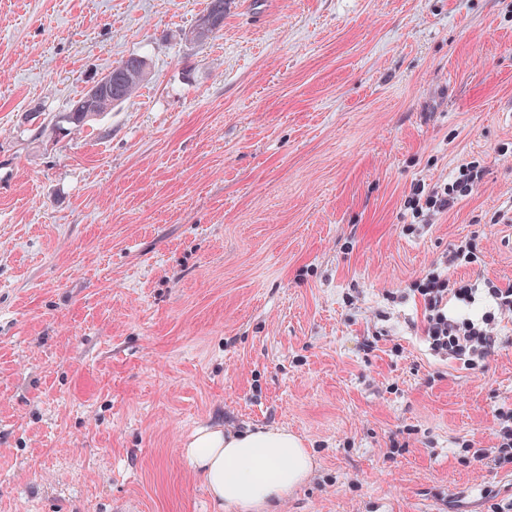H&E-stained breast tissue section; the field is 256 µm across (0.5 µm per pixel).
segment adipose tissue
I'll use <instances>...</instances> for the list:
<instances>
[{
	"label": "adipose tissue",
	"mask_w": 512,
	"mask_h": 512,
	"mask_svg": "<svg viewBox=\"0 0 512 512\" xmlns=\"http://www.w3.org/2000/svg\"><path fill=\"white\" fill-rule=\"evenodd\" d=\"M184 454L216 503L232 512H268L306 479L314 465L309 449L283 428L246 433L199 428Z\"/></svg>",
	"instance_id": "1"
}]
</instances>
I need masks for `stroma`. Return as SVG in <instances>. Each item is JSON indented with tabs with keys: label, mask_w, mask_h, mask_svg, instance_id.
Wrapping results in <instances>:
<instances>
[{
	"label": "stroma",
	"mask_w": 512,
	"mask_h": 512,
	"mask_svg": "<svg viewBox=\"0 0 512 512\" xmlns=\"http://www.w3.org/2000/svg\"><path fill=\"white\" fill-rule=\"evenodd\" d=\"M0 0V512H218L181 449L285 427L272 512H486L512 410L434 356L410 288L459 240L512 281V0ZM131 55L150 79L60 119ZM485 177L428 231L414 188ZM379 332L373 350L362 341ZM499 426L494 438L497 443L491 448H464L467 454L472 453V459L482 464H491L494 467H512V415L502 414L498 418Z\"/></svg>",
	"instance_id": "1"
}]
</instances>
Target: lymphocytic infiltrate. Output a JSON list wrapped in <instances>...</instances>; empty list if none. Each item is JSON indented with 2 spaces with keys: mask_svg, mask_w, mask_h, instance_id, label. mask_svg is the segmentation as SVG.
Listing matches in <instances>:
<instances>
[{
  "mask_svg": "<svg viewBox=\"0 0 512 512\" xmlns=\"http://www.w3.org/2000/svg\"><path fill=\"white\" fill-rule=\"evenodd\" d=\"M484 175L483 167L469 163L460 166L453 185H417L416 214L433 218L447 213L456 201L455 189L477 187ZM471 260L472 245L469 240H461L441 257L438 267L420 279L417 294L422 313L412 328L436 355L455 360L467 370H482L498 348L500 321L512 318V282L488 287L484 310H476V288L449 276L452 269Z\"/></svg>",
  "mask_w": 512,
  "mask_h": 512,
  "instance_id": "lymphocytic-infiltrate-1",
  "label": "lymphocytic infiltrate"
}]
</instances>
